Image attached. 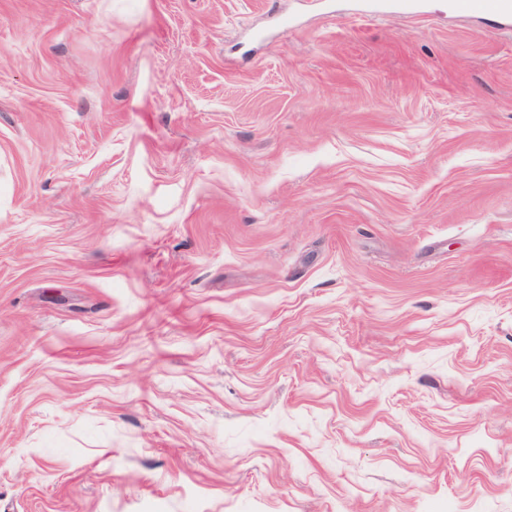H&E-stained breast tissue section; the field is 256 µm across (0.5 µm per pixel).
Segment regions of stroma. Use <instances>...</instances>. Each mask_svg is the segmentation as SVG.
I'll list each match as a JSON object with an SVG mask.
<instances>
[{
  "label": "stroma",
  "instance_id": "35a3bbf8",
  "mask_svg": "<svg viewBox=\"0 0 512 512\" xmlns=\"http://www.w3.org/2000/svg\"><path fill=\"white\" fill-rule=\"evenodd\" d=\"M0 512H512V31L0 0Z\"/></svg>",
  "mask_w": 512,
  "mask_h": 512
}]
</instances>
